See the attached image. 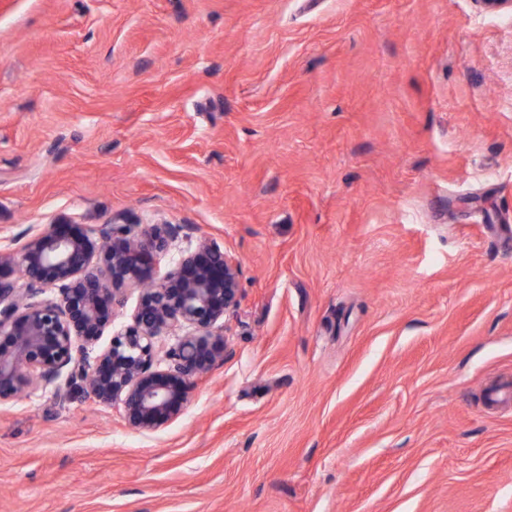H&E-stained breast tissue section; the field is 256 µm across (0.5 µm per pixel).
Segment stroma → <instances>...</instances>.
<instances>
[{
	"label": "stroma",
	"mask_w": 512,
	"mask_h": 512,
	"mask_svg": "<svg viewBox=\"0 0 512 512\" xmlns=\"http://www.w3.org/2000/svg\"><path fill=\"white\" fill-rule=\"evenodd\" d=\"M62 218L189 225L239 304L157 431L0 405V512H512V11L0 0V247Z\"/></svg>",
	"instance_id": "obj_1"
}]
</instances>
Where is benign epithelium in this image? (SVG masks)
Wrapping results in <instances>:
<instances>
[{
	"label": "benign epithelium",
	"mask_w": 512,
	"mask_h": 512,
	"mask_svg": "<svg viewBox=\"0 0 512 512\" xmlns=\"http://www.w3.org/2000/svg\"><path fill=\"white\" fill-rule=\"evenodd\" d=\"M185 224L112 222L70 235L42 226L18 253L0 250V404L75 392L152 432L176 418L195 382L224 360L226 321L240 291L237 259L206 238L160 275L156 258ZM139 291L131 323L112 312Z\"/></svg>",
	"instance_id": "benign-epithelium-1"
}]
</instances>
